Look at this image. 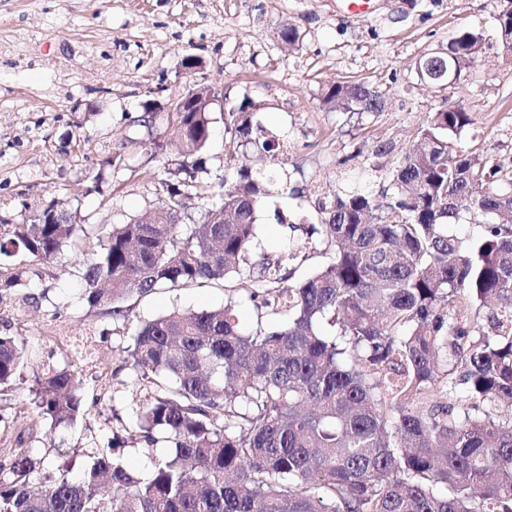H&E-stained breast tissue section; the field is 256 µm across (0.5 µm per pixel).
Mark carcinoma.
<instances>
[{
  "label": "carcinoma",
  "mask_w": 512,
  "mask_h": 512,
  "mask_svg": "<svg viewBox=\"0 0 512 512\" xmlns=\"http://www.w3.org/2000/svg\"><path fill=\"white\" fill-rule=\"evenodd\" d=\"M494 20L512 33V0ZM483 50L461 27L448 61L461 79ZM386 89L338 81L323 104L380 112ZM143 106L148 160L177 150L206 169L210 107ZM243 100L222 113L242 147L286 148ZM473 124L462 104L431 113L378 194L342 187L317 199L327 264L289 284L279 260L242 266L268 179L229 166L220 202L190 219L192 195L160 180V224L112 225L82 274L92 305L128 317L124 301L160 288L224 281L256 309L283 317L247 329L235 304L173 310L138 325L123 348L149 390L136 421L145 448H167L142 475L106 448L80 478L30 490L32 462L0 465V512H512V224L484 222L476 238L451 226L512 213V169L460 145ZM54 204L0 227V255L48 262L82 230ZM23 353L0 336V387ZM83 381L67 368L37 382L33 403L53 431L84 416Z\"/></svg>",
  "instance_id": "cac0c4a2"
}]
</instances>
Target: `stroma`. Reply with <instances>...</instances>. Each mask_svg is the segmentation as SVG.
<instances>
[{
  "instance_id": "35a3bbf8",
  "label": "stroma",
  "mask_w": 512,
  "mask_h": 512,
  "mask_svg": "<svg viewBox=\"0 0 512 512\" xmlns=\"http://www.w3.org/2000/svg\"><path fill=\"white\" fill-rule=\"evenodd\" d=\"M499 3L372 0L368 13L355 14L346 0H0V217L54 201L80 209L87 229L47 262L0 256V334L16 337L26 355L20 378L0 391V461L21 447L39 487L63 465L79 477L88 447L119 439L127 466L147 471V451L132 441L144 394L133 389L121 353L136 325L175 308L220 307L231 297L244 326L275 322L220 283L131 297L125 321L84 298L79 265L111 225L155 207L157 183L168 172L139 145L145 132L135 119L145 102L167 105L195 84L222 94L201 181L211 198L223 191L225 165L243 159L224 130L223 110L250 100L263 124L285 137L286 165L252 161L257 172L285 167L290 193L259 210L251 253L285 260L297 283L328 257L306 249L289 259V224L320 223L317 195L344 181L377 189L429 113L463 104L474 122L462 144L512 167V52L494 26ZM287 22L300 31L291 49L278 38ZM462 26L484 37L467 76L452 84L422 79L424 58L444 51ZM188 56L200 65L186 73ZM351 78L386 89L383 111L324 107L326 87ZM116 154L123 164L108 166ZM63 366L84 381L86 414L48 439L33 390Z\"/></svg>"
}]
</instances>
